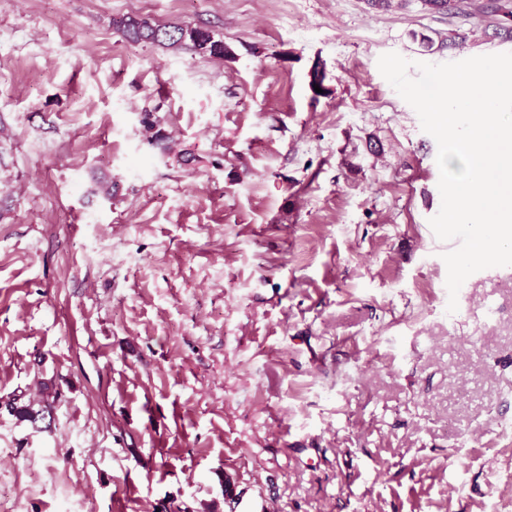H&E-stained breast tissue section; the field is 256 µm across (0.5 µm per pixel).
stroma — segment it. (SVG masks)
Here are the masks:
<instances>
[{"label":"stroma","mask_w":512,"mask_h":512,"mask_svg":"<svg viewBox=\"0 0 512 512\" xmlns=\"http://www.w3.org/2000/svg\"><path fill=\"white\" fill-rule=\"evenodd\" d=\"M507 24L0 0V512H512V265L448 312L437 144L378 68ZM117 28L125 38L133 42H145L176 49L185 46L219 57L227 53L224 43L214 40L210 32L202 28L161 26L151 24L146 19L131 17L118 21Z\"/></svg>","instance_id":"obj_1"}]
</instances>
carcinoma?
<instances>
[{"label":"carcinoma","mask_w":512,"mask_h":512,"mask_svg":"<svg viewBox=\"0 0 512 512\" xmlns=\"http://www.w3.org/2000/svg\"><path fill=\"white\" fill-rule=\"evenodd\" d=\"M122 35L133 42L163 45L169 48L189 47L202 53L222 57L227 53L224 43L214 40L209 31L202 28L161 26L146 19L127 18L117 22Z\"/></svg>","instance_id":"1"}]
</instances>
